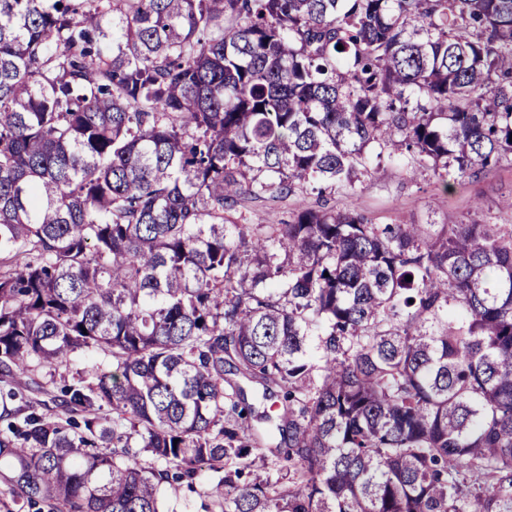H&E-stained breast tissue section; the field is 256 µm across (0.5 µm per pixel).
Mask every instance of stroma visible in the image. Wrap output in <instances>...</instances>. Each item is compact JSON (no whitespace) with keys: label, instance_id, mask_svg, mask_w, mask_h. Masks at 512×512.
I'll return each instance as SVG.
<instances>
[{"label":"stroma","instance_id":"stroma-1","mask_svg":"<svg viewBox=\"0 0 512 512\" xmlns=\"http://www.w3.org/2000/svg\"><path fill=\"white\" fill-rule=\"evenodd\" d=\"M512 164L443 187L431 169L406 174L399 163L383 161L379 172L362 178L354 190L336 189L329 205L354 207L375 224H512Z\"/></svg>","mask_w":512,"mask_h":512}]
</instances>
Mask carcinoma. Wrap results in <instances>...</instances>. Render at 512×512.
<instances>
[{
    "label": "carcinoma",
    "instance_id": "1",
    "mask_svg": "<svg viewBox=\"0 0 512 512\" xmlns=\"http://www.w3.org/2000/svg\"><path fill=\"white\" fill-rule=\"evenodd\" d=\"M511 137L512 0H0V504L512 512V225L235 218ZM32 377L42 386H44L45 389H47L48 394L37 391L36 388L31 384V392L25 391V394L34 398L35 400L41 401L42 403H44L43 401H45V403L47 404V407L43 408L45 413L51 414L52 416H57V414H61L62 409L58 406L60 404V400H62V397H58L61 396L59 389L53 388L52 385L46 384L49 377H45L43 371L40 374H36ZM53 399H56V401L53 402ZM199 490L200 487L198 486L197 493L183 489L177 498L175 496H168L163 500L160 510H176L175 512H203L201 505L204 500H206L205 502L207 503V499L198 494Z\"/></svg>",
    "mask_w": 512,
    "mask_h": 512
}]
</instances>
